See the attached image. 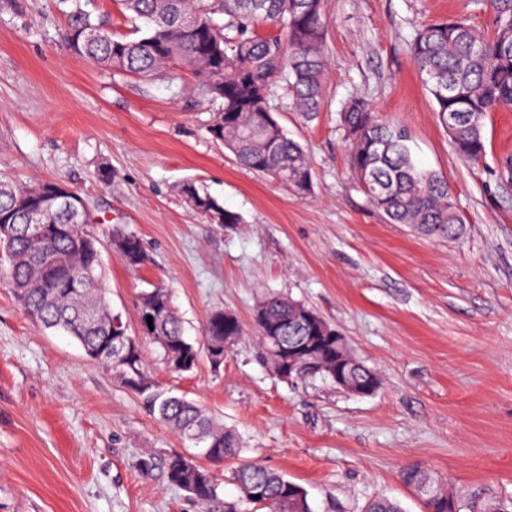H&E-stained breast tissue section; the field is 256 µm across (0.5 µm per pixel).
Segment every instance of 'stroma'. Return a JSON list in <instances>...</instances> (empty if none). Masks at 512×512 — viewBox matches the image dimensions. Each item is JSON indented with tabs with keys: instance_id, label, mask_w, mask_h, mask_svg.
Segmentation results:
<instances>
[{
	"instance_id": "1",
	"label": "stroma",
	"mask_w": 512,
	"mask_h": 512,
	"mask_svg": "<svg viewBox=\"0 0 512 512\" xmlns=\"http://www.w3.org/2000/svg\"><path fill=\"white\" fill-rule=\"evenodd\" d=\"M78 8L116 34L132 31L118 0H0V177L61 181L89 203L97 232L122 224L138 235L144 267L103 253L107 297L131 332L140 292L158 281L172 288L190 339L212 310L238 316L245 336L217 370L203 358L172 373L145 344L154 384L217 412L242 459L304 487L313 512H362L376 497L424 512L399 479L413 462L458 490L512 497V175L498 165L512 155V107L487 115L485 161L461 162L408 50L420 22L464 16L483 28L489 9L324 0L323 108L308 121L287 98L273 102L310 151L312 187L301 197L215 140L218 106L189 92L188 72L142 79L74 54L65 35ZM351 94L405 125L418 163L447 179L460 239L419 236L372 208L338 121ZM186 182L241 223L192 211ZM264 293L319 312L380 372V389L360 397L281 380L253 326ZM170 451L197 453L70 337L36 324L0 271V512H198L166 479Z\"/></svg>"
}]
</instances>
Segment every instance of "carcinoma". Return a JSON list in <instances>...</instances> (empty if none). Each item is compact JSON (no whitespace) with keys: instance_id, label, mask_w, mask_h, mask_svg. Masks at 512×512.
<instances>
[{"instance_id":"obj_1","label":"carcinoma","mask_w":512,"mask_h":512,"mask_svg":"<svg viewBox=\"0 0 512 512\" xmlns=\"http://www.w3.org/2000/svg\"><path fill=\"white\" fill-rule=\"evenodd\" d=\"M135 23L136 38L119 36L104 22L76 10L69 48L89 61L119 73L154 78L176 65L192 76V91L220 102L224 123L213 128L245 167L261 172L293 192L304 195L312 184L307 150L280 130L270 143L269 125L278 124L270 102L278 90L287 92L294 108L312 120L322 107L327 72L326 22L323 0H120ZM489 8L493 29L481 31L464 17L432 20L416 29L409 53L429 93L434 111L449 135L454 153L470 164L487 154L484 125L487 115L512 105V0H475ZM264 22L276 32L263 35ZM349 146L351 172L371 206L394 224L441 239L463 234L448 181L420 168L413 157L407 129L383 120L362 97L346 99L339 113ZM42 181L20 185L0 180V225L25 223L24 216L40 209L45 221L58 227L42 242L22 232L0 240L5 275L27 314L46 329L72 337L85 352L104 350L117 312L102 297V249L109 246L129 267L148 262L139 238L119 224L107 240L94 231L93 214L84 223H70L55 208L54 187ZM186 203L214 224L241 222L192 182L182 186ZM138 319L152 314L149 339L163 362L175 372H190L204 356L218 368L228 354L226 336H244L243 325L229 310L209 314L201 339L190 341L174 302L172 289L159 282L141 291ZM316 310L288 296L267 294L254 308L257 335L275 374L277 344L297 343L313 333L309 316ZM128 358L112 366V374L138 394L163 425L193 446L203 449L212 464L240 460L238 435L222 418L183 397L159 390L148 376V360L140 338L129 334ZM167 480L185 491L199 512H242L241 501L262 505L269 512H312L307 492L299 484L262 463L241 460L233 471L240 492L251 485L264 489L260 498L227 500L210 471L190 457L172 452L164 459ZM402 483L427 499L429 486L438 487L431 508L447 512L445 486L435 473L411 463L400 471ZM459 512H512V499L453 491ZM364 512H403L387 498L370 500Z\"/></svg>"}]
</instances>
